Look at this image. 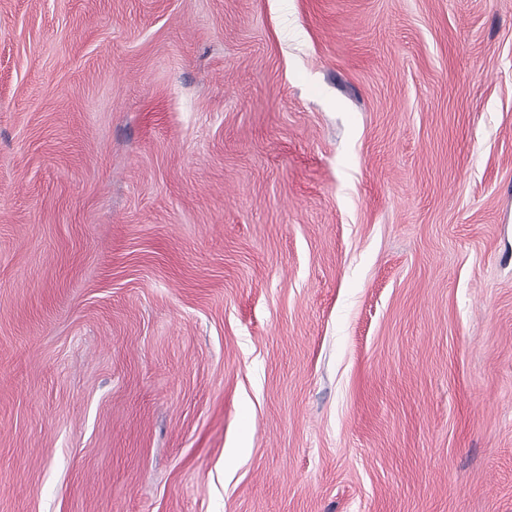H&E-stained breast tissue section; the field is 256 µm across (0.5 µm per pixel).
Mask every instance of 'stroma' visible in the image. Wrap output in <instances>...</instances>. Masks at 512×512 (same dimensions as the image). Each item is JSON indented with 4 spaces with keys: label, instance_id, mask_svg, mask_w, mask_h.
<instances>
[{
    "label": "stroma",
    "instance_id": "1",
    "mask_svg": "<svg viewBox=\"0 0 512 512\" xmlns=\"http://www.w3.org/2000/svg\"><path fill=\"white\" fill-rule=\"evenodd\" d=\"M0 512H512V0H0Z\"/></svg>",
    "mask_w": 512,
    "mask_h": 512
}]
</instances>
